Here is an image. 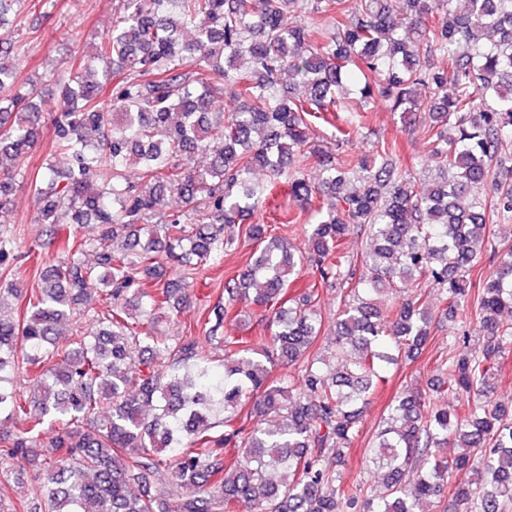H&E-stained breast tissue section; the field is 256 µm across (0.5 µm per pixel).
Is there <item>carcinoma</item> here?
<instances>
[{
	"label": "carcinoma",
	"mask_w": 512,
	"mask_h": 512,
	"mask_svg": "<svg viewBox=\"0 0 512 512\" xmlns=\"http://www.w3.org/2000/svg\"><path fill=\"white\" fill-rule=\"evenodd\" d=\"M33 7L0 0V24ZM291 11L329 14L332 25L288 26ZM11 53L0 41V209L15 185L11 165L44 128ZM437 55L448 65L436 66ZM70 61L50 144L68 168L48 165L31 182L56 258L45 267L0 233V265L41 267L40 285L0 288V306L9 295L25 306L18 321L0 318V474H26L46 495L37 505L0 496V512H434L447 492L446 512H504L512 415L489 393L512 351V322L499 319L512 310V245L490 247V275L479 262L487 225L512 216V169L501 158L512 139V0H402L399 18L393 0H120L111 34ZM226 94L235 108H224ZM375 96L408 133L417 113L431 115L432 187L395 174V140H377L355 169L325 159L314 126L349 144ZM311 163L322 170L316 186L300 174ZM256 168L269 172L263 185L251 181ZM351 174L361 190L343 189ZM284 184L306 215L305 254L253 222ZM172 194L183 203L175 212ZM62 224L87 233L63 239ZM240 224L257 256L225 279L224 305L202 320L224 347L219 372L195 337L159 332L157 311L189 302L171 271L186 280L224 267L227 230ZM362 231L372 246L358 267L343 244ZM302 268L313 284L291 293ZM424 281L444 318L469 308L479 318L473 351L450 336L435 358L431 391L457 405L419 391L398 397L366 454L384 473L381 488L348 483L372 396L430 340ZM333 285L347 288L334 366L316 351L319 289ZM92 295L101 308H84ZM244 306L262 311L257 336L223 331ZM77 314L88 326L59 329ZM277 362L297 367L302 384L273 374ZM21 376L27 394L14 385ZM5 420L18 428H1ZM448 445L458 453L441 455ZM464 469L475 478L448 491ZM153 479L180 494L159 506Z\"/></svg>",
	"instance_id": "obj_1"
}]
</instances>
